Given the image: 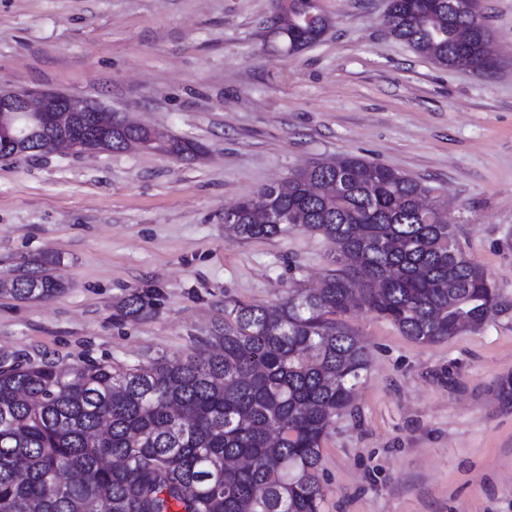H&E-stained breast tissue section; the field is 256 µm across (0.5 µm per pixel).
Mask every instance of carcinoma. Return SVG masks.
<instances>
[{
	"label": "carcinoma",
	"mask_w": 512,
	"mask_h": 512,
	"mask_svg": "<svg viewBox=\"0 0 512 512\" xmlns=\"http://www.w3.org/2000/svg\"><path fill=\"white\" fill-rule=\"evenodd\" d=\"M314 0H276L288 52L316 43L332 19ZM478 0H389L384 25L450 67L491 42L473 36ZM148 143L177 158L189 140L112 123L89 146ZM427 188L386 165L343 154L314 161L228 209L225 230L272 239L321 235L336 268L322 286L291 288L274 310L224 302L197 343L207 356L162 354L116 369L62 367L0 353V512H323L320 463L336 417L352 404L369 352L348 318L366 312L410 340L436 344L501 312L485 268L456 226L422 204ZM45 252L0 280L22 302L67 288ZM156 294L134 290L117 318L144 319Z\"/></svg>",
	"instance_id": "1"
}]
</instances>
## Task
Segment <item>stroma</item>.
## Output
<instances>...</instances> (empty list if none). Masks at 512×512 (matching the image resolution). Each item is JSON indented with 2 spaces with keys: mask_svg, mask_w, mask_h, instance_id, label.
<instances>
[{
  "mask_svg": "<svg viewBox=\"0 0 512 512\" xmlns=\"http://www.w3.org/2000/svg\"><path fill=\"white\" fill-rule=\"evenodd\" d=\"M388 0H321L334 25L287 53L274 0H0V91L46 88L199 143L0 160V278L60 255L65 293L0 295V352L129 366L191 351L229 300L274 305L334 266L322 236L244 241L242 196L354 154L446 203L501 312L423 345L371 314L352 406L322 448L324 512H512V0H481L491 66L449 69L394 38ZM146 319H117L133 289ZM155 137L148 144L149 148L159 149L177 158L193 156L199 152V146L189 140L154 131ZM156 294L149 290H133L116 305V318L144 319L156 307Z\"/></svg>",
  "mask_w": 512,
  "mask_h": 512,
  "instance_id": "obj_1",
  "label": "stroma"
}]
</instances>
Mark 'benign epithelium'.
Returning <instances> with one entry per match:
<instances>
[{"label": "benign epithelium", "mask_w": 512, "mask_h": 512, "mask_svg": "<svg viewBox=\"0 0 512 512\" xmlns=\"http://www.w3.org/2000/svg\"><path fill=\"white\" fill-rule=\"evenodd\" d=\"M0 112H8L16 120L12 135L15 144H26L30 136L46 132L52 137L48 149L66 148L76 154L91 152V149L83 145V139L89 132L60 131L67 113L92 112L95 117L94 132L112 129L111 110L96 101L59 94L54 90L34 89L6 96L0 94Z\"/></svg>", "instance_id": "1"}]
</instances>
